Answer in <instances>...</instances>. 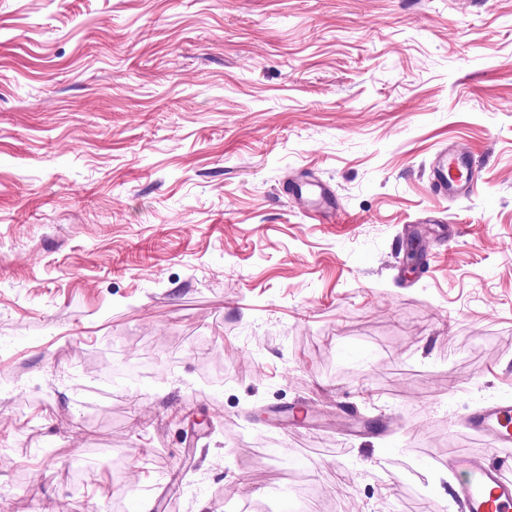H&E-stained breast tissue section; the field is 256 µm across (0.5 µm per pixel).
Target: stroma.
I'll list each match as a JSON object with an SVG mask.
<instances>
[{
	"mask_svg": "<svg viewBox=\"0 0 512 512\" xmlns=\"http://www.w3.org/2000/svg\"><path fill=\"white\" fill-rule=\"evenodd\" d=\"M510 396L512 0H0V512H459ZM429 183L433 194L448 201L468 197L474 188V171L464 150H439L429 167ZM290 194L309 204L310 217L320 220L322 216L336 214V195L326 183L304 178L292 184ZM319 493L318 487L316 485H311L308 487H303L299 491H297L289 504L288 508V499L285 500L282 504V511L288 512H308L313 510L311 508V504L315 501Z\"/></svg>",
	"mask_w": 512,
	"mask_h": 512,
	"instance_id": "1",
	"label": "stroma"
}]
</instances>
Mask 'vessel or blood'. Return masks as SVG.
Returning <instances> with one entry per match:
<instances>
[{
    "label": "vessel or blood",
    "mask_w": 512,
    "mask_h": 512,
    "mask_svg": "<svg viewBox=\"0 0 512 512\" xmlns=\"http://www.w3.org/2000/svg\"><path fill=\"white\" fill-rule=\"evenodd\" d=\"M429 183L436 197L449 201L468 197L474 188L468 153L456 148L439 150L429 167ZM290 192L308 203L311 218L336 212V195L320 180L296 181ZM461 427L493 448L492 455L483 461L463 455L448 458V470L457 480L453 493L461 512H512V400L476 406Z\"/></svg>",
    "instance_id": "vessel-or-blood-1"
}]
</instances>
